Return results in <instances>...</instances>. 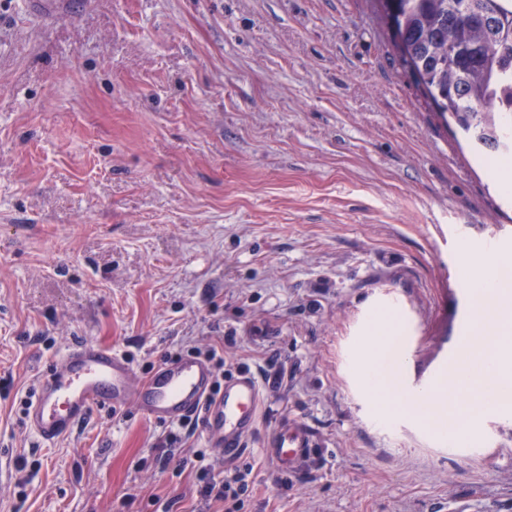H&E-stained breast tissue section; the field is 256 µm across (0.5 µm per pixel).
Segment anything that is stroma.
Here are the masks:
<instances>
[{
    "instance_id": "obj_1",
    "label": "stroma",
    "mask_w": 512,
    "mask_h": 512,
    "mask_svg": "<svg viewBox=\"0 0 512 512\" xmlns=\"http://www.w3.org/2000/svg\"><path fill=\"white\" fill-rule=\"evenodd\" d=\"M63 2L0 0V512H224L200 475L235 464L239 512H512V409L452 449L355 371L384 311L404 397L438 381L473 309L461 254L512 244V195L380 0ZM81 341L143 377L216 350L262 377V421L234 461L199 433L167 451L132 406L43 443L27 407ZM284 418L318 441L293 475L262 453Z\"/></svg>"
}]
</instances>
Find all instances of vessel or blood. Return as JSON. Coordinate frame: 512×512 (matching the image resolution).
<instances>
[{
  "label": "vessel or blood",
  "mask_w": 512,
  "mask_h": 512,
  "mask_svg": "<svg viewBox=\"0 0 512 512\" xmlns=\"http://www.w3.org/2000/svg\"><path fill=\"white\" fill-rule=\"evenodd\" d=\"M130 404L158 422L177 423L200 414L209 440L233 458L257 426L262 385L253 373L240 372L225 377L223 388L214 390L210 365L195 356L162 363L142 379L122 353L84 342L51 365L27 423L41 441L51 443L70 434L94 407L117 410ZM315 446L309 429L294 422L274 433L265 454L280 470L293 473L310 460Z\"/></svg>",
  "instance_id": "obj_1"
}]
</instances>
